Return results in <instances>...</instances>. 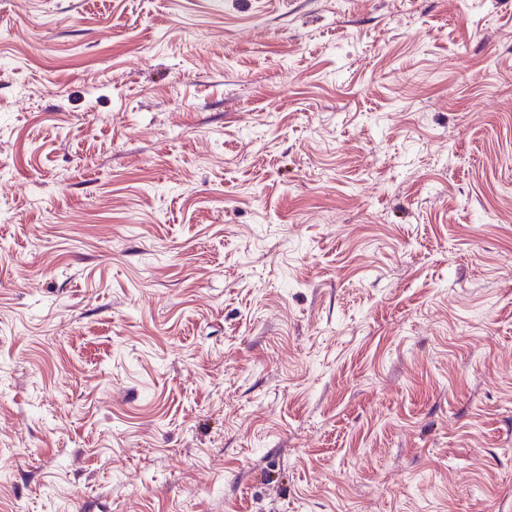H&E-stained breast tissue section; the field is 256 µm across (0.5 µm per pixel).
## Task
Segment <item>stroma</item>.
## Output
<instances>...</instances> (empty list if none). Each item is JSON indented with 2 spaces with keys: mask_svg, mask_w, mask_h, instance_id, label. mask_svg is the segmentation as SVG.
<instances>
[{
  "mask_svg": "<svg viewBox=\"0 0 512 512\" xmlns=\"http://www.w3.org/2000/svg\"><path fill=\"white\" fill-rule=\"evenodd\" d=\"M0 512H512V0H0Z\"/></svg>",
  "mask_w": 512,
  "mask_h": 512,
  "instance_id": "stroma-1",
  "label": "stroma"
}]
</instances>
